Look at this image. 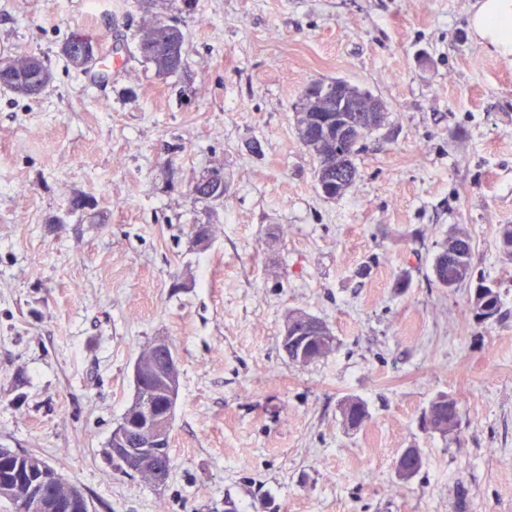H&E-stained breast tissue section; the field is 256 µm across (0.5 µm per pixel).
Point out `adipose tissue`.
<instances>
[{"instance_id": "adipose-tissue-1", "label": "adipose tissue", "mask_w": 512, "mask_h": 512, "mask_svg": "<svg viewBox=\"0 0 512 512\" xmlns=\"http://www.w3.org/2000/svg\"><path fill=\"white\" fill-rule=\"evenodd\" d=\"M468 25L478 43L500 57L512 56V0H480Z\"/></svg>"}]
</instances>
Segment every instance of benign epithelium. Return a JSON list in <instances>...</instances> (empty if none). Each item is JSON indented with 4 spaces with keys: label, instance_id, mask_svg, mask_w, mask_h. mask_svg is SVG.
Here are the masks:
<instances>
[{
    "label": "benign epithelium",
    "instance_id": "1",
    "mask_svg": "<svg viewBox=\"0 0 512 512\" xmlns=\"http://www.w3.org/2000/svg\"><path fill=\"white\" fill-rule=\"evenodd\" d=\"M321 98L320 112L329 116L318 118L322 133L330 137L336 136V160H341L350 151L358 147L367 129L377 128L386 115V106L379 99L355 88L343 79L328 81L323 84H313L306 93V99ZM362 112L367 126L354 122L346 113ZM152 347L165 355V362L160 367H154L144 362L135 361L133 366V381L136 393L133 394L126 411L140 423V429L132 434L126 423L120 422L112 430V447L109 453L121 470L128 473H141V463L145 454L162 448L169 429L173 423V414L180 386V369L178 357L171 343L159 338L153 341ZM146 384L154 386L156 393L163 398L164 412L156 414L142 405V399L137 390ZM57 476L48 470L43 474L25 480H8L0 483V498H11L19 501L21 512H68L72 505L63 503L49 495L45 483Z\"/></svg>",
    "mask_w": 512,
    "mask_h": 512
}]
</instances>
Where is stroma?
Instances as JSON below:
<instances>
[{"label": "stroma", "instance_id": "35a3bbf8", "mask_svg": "<svg viewBox=\"0 0 512 512\" xmlns=\"http://www.w3.org/2000/svg\"><path fill=\"white\" fill-rule=\"evenodd\" d=\"M476 3L0 0V58L53 73L34 97L0 87V448L43 457L92 512H512V57L472 39ZM158 20L186 35L178 74L138 53ZM75 33L118 66L88 83L62 54ZM336 78L388 112L329 200L295 114ZM214 167L220 204L191 192ZM460 224L497 320L473 285L433 281ZM296 309L335 338L305 367L280 347ZM159 337L181 384L156 487L106 448ZM441 394L445 437L419 424ZM347 397L368 408L356 430ZM406 448L424 465L404 483ZM430 411L433 414L432 427L428 426L423 416L425 425L430 431L445 436L455 430L456 425L452 421L458 418L457 401L448 395H440L430 402ZM341 416L344 424L353 429L360 427L368 418V411L365 403L354 397L345 398L340 406Z\"/></svg>", "mask_w": 512, "mask_h": 512}]
</instances>
